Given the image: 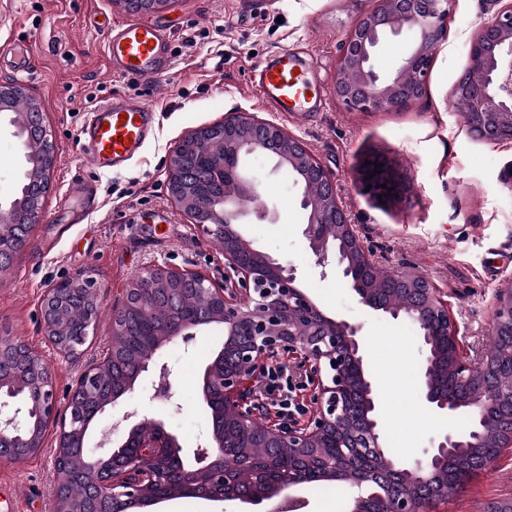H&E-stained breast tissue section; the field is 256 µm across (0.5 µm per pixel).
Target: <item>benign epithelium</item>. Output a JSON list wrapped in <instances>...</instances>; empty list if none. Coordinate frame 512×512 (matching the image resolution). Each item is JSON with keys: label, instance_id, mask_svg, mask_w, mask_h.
<instances>
[{"label": "benign epithelium", "instance_id": "obj_1", "mask_svg": "<svg viewBox=\"0 0 512 512\" xmlns=\"http://www.w3.org/2000/svg\"><path fill=\"white\" fill-rule=\"evenodd\" d=\"M450 16L449 0H375L350 27L336 60L332 84L334 97L350 111L387 112L408 106L425 93L426 76L445 38ZM409 35L404 50L390 72L381 74L374 66L380 43L392 36ZM468 71L480 79L461 78L454 85L453 100L464 105L469 116L467 130L487 142L512 141V0H504L493 17L482 23L469 41ZM26 93L17 83L0 84V128L24 142L34 129L44 130L41 107L32 102V112H12V98ZM262 154L274 160V169L297 170L301 174L315 168L324 189L313 197L302 196L306 212L302 235L320 268L327 276L329 256L336 260V272L368 311L394 319L407 317L439 328L453 346L458 331L448 317V305L429 280L406 267L387 272L393 283L418 292L419 299L395 307L376 293L367 271L371 260L337 200L336 189L327 170L301 142L279 124L261 120L249 112H229L224 121L190 131L169 157L170 192L178 205L192 216L201 232L224 242V271L237 278V287L201 271L151 265L123 289V300L113 308L112 336L125 333V316L130 310L149 315L144 287L157 286L187 273L197 279L201 295L214 303L211 311L197 316L164 317L156 324L154 346L137 358L133 372L112 387L99 391V379L109 357L83 371L71 389V396L83 395L94 402L87 412L67 402L64 416L58 417L57 396L49 368L27 344L0 338V355H18L37 373L38 401L29 407L19 398L16 383L0 378V458L22 462L44 447L50 426L59 424L56 471L58 488L66 486L70 473L65 465L66 449L86 447L97 437L96 451L86 455L83 474L94 492L112 499L113 512H131L169 501L173 495L201 496L207 501H238L245 512H300L307 506L296 490L304 486L299 478L288 477L263 482L243 494L224 466L227 454H236L238 466L255 469L262 461L250 452H234L230 438L236 434L258 437L264 444L290 453L314 454L323 439L337 432L350 449L345 463L325 470L336 477L350 463L363 457L381 460L387 471L421 486L424 498L389 492L391 483L381 482L384 512H428L441 498L448 459L477 448H511L512 428L497 429L496 412L503 399L512 403V376L498 374L497 358L488 351L472 361L455 353L450 371L470 395L450 399L437 389L435 343L429 333L419 337L422 362L417 392L434 413L454 418L469 415L477 428L468 433L447 432L423 451V457L408 465L386 455L381 435L380 398L364 362L359 332L362 326L326 315L302 291L297 269L262 250L245 256L236 243L252 224H274L276 213L261 198V180L248 165L250 157ZM360 169L361 189L381 200L398 201L411 187L396 165L386 157H370ZM55 163L52 145L43 138L40 161L32 171L37 189L23 196L13 193L0 200V262L18 255L14 229L32 224L42 213L44 195L50 188ZM380 167H375V164ZM385 183L387 189L380 188ZM334 225L333 235L324 227ZM98 293L95 283L81 274L51 285L41 308L44 334L61 353L76 354L96 327ZM214 326L224 328V344L202 374L201 398L208 403L219 396L224 405L214 408L211 430L194 450L200 467L172 471L168 462L181 458L179 437L163 421L136 409L112 418L109 427L95 430L101 416L119 401L133 395L144 375L156 373L159 383L153 400L173 397L169 377L173 368L160 361L161 351L171 343L189 344L199 333ZM492 330L512 338V293H499L493 310ZM301 352L310 365L315 382V411L304 425L295 422L268 424L252 388L264 372L261 356ZM209 478L208 490H199L197 477Z\"/></svg>", "mask_w": 512, "mask_h": 512}]
</instances>
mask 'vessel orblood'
I'll use <instances>...</instances> for the list:
<instances>
[{"label": "vessel or blood", "mask_w": 512, "mask_h": 512, "mask_svg": "<svg viewBox=\"0 0 512 512\" xmlns=\"http://www.w3.org/2000/svg\"><path fill=\"white\" fill-rule=\"evenodd\" d=\"M98 28L114 73L144 84L154 83L171 66L170 36L159 25L105 21ZM253 85L276 111L302 117L319 95V86L294 54L282 50L253 70ZM152 106L116 95L97 105L83 130L86 156L94 167L118 168L142 148L152 126Z\"/></svg>", "instance_id": "b4317fda"}]
</instances>
